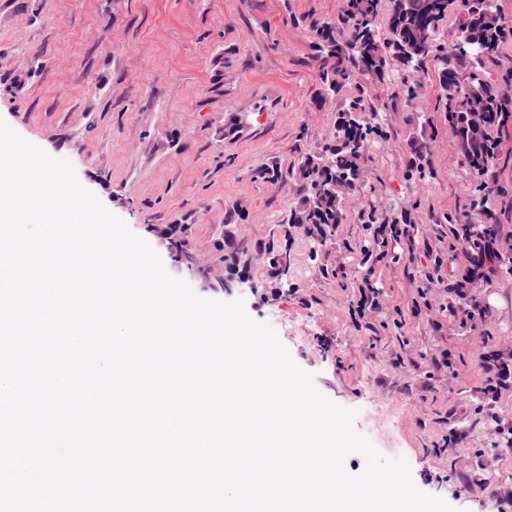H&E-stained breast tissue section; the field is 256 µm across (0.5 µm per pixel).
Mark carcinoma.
Returning a JSON list of instances; mask_svg holds the SVG:
<instances>
[{"label": "carcinoma", "mask_w": 512, "mask_h": 512, "mask_svg": "<svg viewBox=\"0 0 512 512\" xmlns=\"http://www.w3.org/2000/svg\"><path fill=\"white\" fill-rule=\"evenodd\" d=\"M388 12H383L384 0H347L341 23L349 25L348 38H341L335 26H316L313 45L319 62L325 90L339 94L345 87L356 84V94L336 127L333 140L320 152L305 157L299 174L305 180V197L292 210L286 223L309 225L310 235L321 241L327 228L343 219V192L356 181L361 160L378 129L364 119L367 112L378 111L370 102L360 76L381 78L389 61L399 67L401 85L411 100L420 96V86L414 73L427 58L437 61L440 83L445 91L443 108L448 125L453 129L464 163L474 175L471 186L474 205L485 202L487 190L486 162L498 154L499 143L493 132L512 120V71L489 69L500 45L512 39V26L502 17L496 0H408L394 9L389 0ZM464 10L469 24L456 35V42L470 43L466 53L448 51L444 26L448 14ZM386 14L385 34H380L377 21ZM419 39L424 48L409 55L404 46ZM482 227L469 235L472 248L480 250L494 234L495 214L483 210Z\"/></svg>", "instance_id": "carcinoma-1"}]
</instances>
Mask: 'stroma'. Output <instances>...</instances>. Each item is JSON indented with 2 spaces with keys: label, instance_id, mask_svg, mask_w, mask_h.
I'll use <instances>...</instances> for the list:
<instances>
[{
  "label": "stroma",
  "instance_id": "1",
  "mask_svg": "<svg viewBox=\"0 0 512 512\" xmlns=\"http://www.w3.org/2000/svg\"><path fill=\"white\" fill-rule=\"evenodd\" d=\"M344 0H0V119L71 162L79 182L200 297L243 300L379 453L457 512H498L512 492V276L473 274V176L438 101L437 65L407 100L395 65L366 81L382 112L344 218L320 243L285 223L304 198L298 167L335 132L346 94L325 101L314 25ZM494 247L512 256V124L496 134ZM423 153L424 180L405 173ZM456 223H445L447 214ZM406 219L360 309L368 218ZM178 224V244L156 229ZM279 260L271 269L270 257ZM234 269H227V262ZM470 308L483 314L462 321Z\"/></svg>",
  "mask_w": 512,
  "mask_h": 512
}]
</instances>
